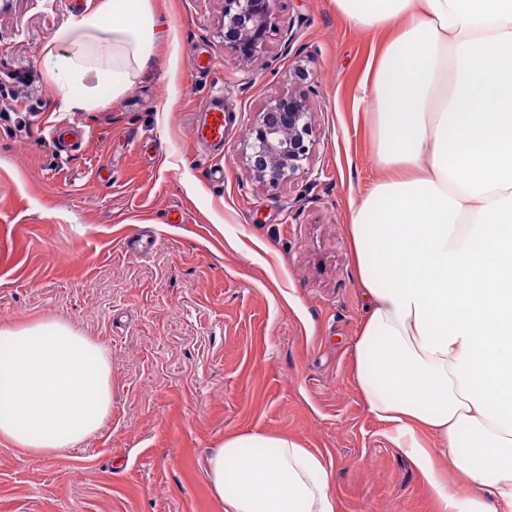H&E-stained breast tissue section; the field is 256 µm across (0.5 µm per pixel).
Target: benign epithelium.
Instances as JSON below:
<instances>
[{
    "label": "benign epithelium",
    "mask_w": 512,
    "mask_h": 512,
    "mask_svg": "<svg viewBox=\"0 0 512 512\" xmlns=\"http://www.w3.org/2000/svg\"><path fill=\"white\" fill-rule=\"evenodd\" d=\"M274 0H224V47L240 62L254 59L271 30ZM312 113L305 100L280 96L251 122L246 164L253 178L277 185L304 172L311 155Z\"/></svg>",
    "instance_id": "1"
}]
</instances>
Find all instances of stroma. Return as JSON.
Returning <instances> with one entry per match:
<instances>
[{
	"label": "stroma",
	"mask_w": 512,
	"mask_h": 512,
	"mask_svg": "<svg viewBox=\"0 0 512 512\" xmlns=\"http://www.w3.org/2000/svg\"><path fill=\"white\" fill-rule=\"evenodd\" d=\"M84 3L0 12V325L57 316L107 347L112 419L48 458L0 443V512H224L203 462L250 431L320 455L337 512H437L354 378L366 311L348 224L379 177L361 86L383 38L330 0H274L242 66L224 0H156L155 63L119 102L64 112L40 53ZM215 91L220 150L192 134ZM288 93L310 105L313 152L272 187L250 175L246 139Z\"/></svg>",
	"instance_id": "1"
}]
</instances>
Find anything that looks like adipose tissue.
Returning <instances> with one entry per match:
<instances>
[{"mask_svg":"<svg viewBox=\"0 0 512 512\" xmlns=\"http://www.w3.org/2000/svg\"><path fill=\"white\" fill-rule=\"evenodd\" d=\"M330 3L387 35L364 87L382 176L349 226L368 301L356 386L438 512H512V0ZM162 31L153 0H87L41 55L62 111L124 97ZM111 413L96 339L57 317L0 326V442L49 457ZM204 473L224 512H336L323 461L286 436L225 439Z\"/></svg>","mask_w":512,"mask_h":512,"instance_id":"ef3b65f1","label":"adipose tissue"}]
</instances>
